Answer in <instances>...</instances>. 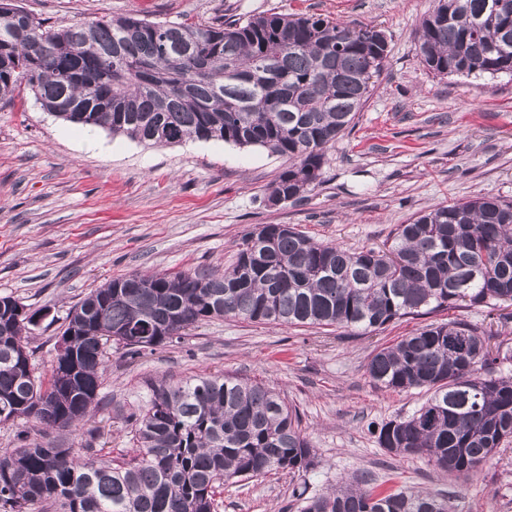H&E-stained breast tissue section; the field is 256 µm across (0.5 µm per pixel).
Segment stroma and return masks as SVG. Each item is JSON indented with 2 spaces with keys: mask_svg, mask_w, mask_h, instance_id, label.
Here are the masks:
<instances>
[{
  "mask_svg": "<svg viewBox=\"0 0 512 512\" xmlns=\"http://www.w3.org/2000/svg\"><path fill=\"white\" fill-rule=\"evenodd\" d=\"M55 26L119 16L212 22L259 14L318 15L374 26L388 42L378 85L326 150L314 188L278 207L264 194L287 161L261 147L187 138L152 145L46 112L32 92L0 102V296L44 318L29 344L49 374L68 309L133 273L223 271L260 224H294L348 250L382 247L396 225L440 204L489 194L512 200V76H437L415 31L434 0H22ZM94 141H87V134ZM498 328L512 346V305L435 313ZM404 318L372 333L250 323L198 324L188 336L133 357L107 348L96 412L53 442L129 447L125 416L148 399L149 379L223 373L266 384L296 406L315 454L304 477L271 473L226 485L220 512H298L300 492L367 473L381 488L447 494L457 512H512V442L476 481L448 478L423 458L389 454L382 423L411 415L424 391L375 388L371 353L418 328Z\"/></svg>",
  "mask_w": 512,
  "mask_h": 512,
  "instance_id": "1",
  "label": "stroma"
}]
</instances>
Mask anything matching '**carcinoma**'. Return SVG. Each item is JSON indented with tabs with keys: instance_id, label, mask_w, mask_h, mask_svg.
<instances>
[{
	"instance_id": "cac0c4a2",
	"label": "carcinoma",
	"mask_w": 512,
	"mask_h": 512,
	"mask_svg": "<svg viewBox=\"0 0 512 512\" xmlns=\"http://www.w3.org/2000/svg\"><path fill=\"white\" fill-rule=\"evenodd\" d=\"M416 30L436 76L512 74V0H435ZM0 102L30 89L44 110L132 140L194 137L260 146L288 159L265 200L286 202L319 179L326 147L351 127L384 69L374 27L281 14L210 24L132 17L58 28L17 0H0ZM512 304V200L477 196L399 224L383 247L350 251L290 224L247 233L222 273L133 274L72 306L43 380L25 306L0 297V424L34 423L44 437L98 405L106 347L135 355L198 323L354 328L374 332L408 316ZM463 320L431 322L377 349L370 383L429 398L380 427L396 456H425L477 477L512 439V349ZM129 416L133 447L81 455L52 442L0 453V512H218L224 485L271 471L301 474L314 459L295 407L275 389L224 374L147 383ZM301 512H455L445 495L381 490L342 478L303 499Z\"/></svg>"
}]
</instances>
